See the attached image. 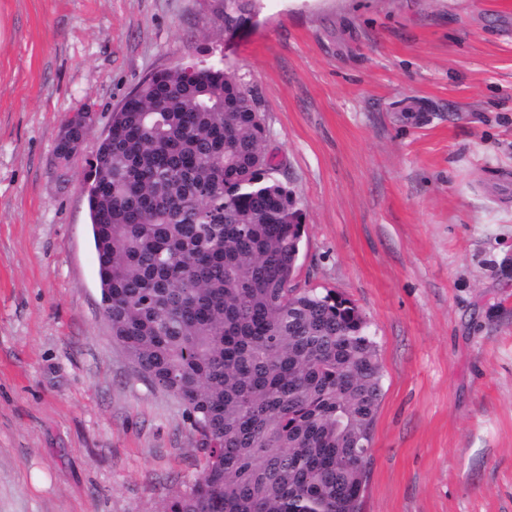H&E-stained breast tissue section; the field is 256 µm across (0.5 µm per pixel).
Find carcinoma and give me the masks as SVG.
<instances>
[{
  "label": "carcinoma",
  "mask_w": 512,
  "mask_h": 512,
  "mask_svg": "<svg viewBox=\"0 0 512 512\" xmlns=\"http://www.w3.org/2000/svg\"><path fill=\"white\" fill-rule=\"evenodd\" d=\"M88 177L112 340L187 407L199 476L163 512H360L382 370L349 299L293 284L297 195L217 64L147 76Z\"/></svg>",
  "instance_id": "carcinoma-1"
}]
</instances>
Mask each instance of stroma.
<instances>
[{
	"label": "stroma",
	"mask_w": 512,
	"mask_h": 512,
	"mask_svg": "<svg viewBox=\"0 0 512 512\" xmlns=\"http://www.w3.org/2000/svg\"><path fill=\"white\" fill-rule=\"evenodd\" d=\"M200 62L297 193L298 287L376 341L361 512H512V0H0V512H160L201 470L112 340L85 192L113 109Z\"/></svg>",
	"instance_id": "1"
}]
</instances>
